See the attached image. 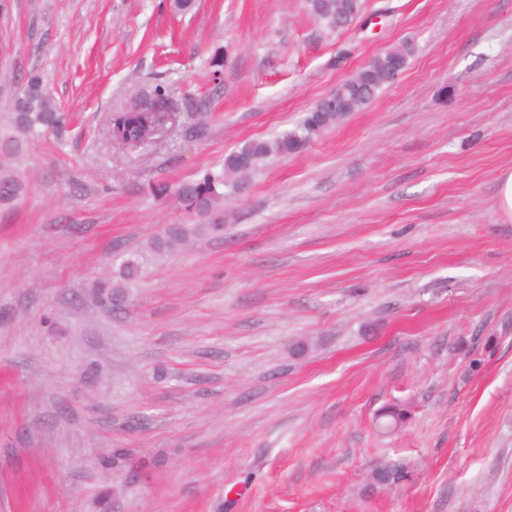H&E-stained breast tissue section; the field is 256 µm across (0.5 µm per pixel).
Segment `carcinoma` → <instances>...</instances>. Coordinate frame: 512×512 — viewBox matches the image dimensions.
Listing matches in <instances>:
<instances>
[{"label":"carcinoma","mask_w":512,"mask_h":512,"mask_svg":"<svg viewBox=\"0 0 512 512\" xmlns=\"http://www.w3.org/2000/svg\"><path fill=\"white\" fill-rule=\"evenodd\" d=\"M309 14L328 30L353 21L361 10V0H306ZM414 54L410 44H403L374 59L373 65L359 70L353 77L336 86L327 97L312 107L292 130L268 140L243 143L224 157L217 171L208 172L202 179L181 184L176 198L194 209L205 220L203 224H169L162 235L151 242V251L162 254L178 250L203 232L220 233L224 225L213 224L215 212L224 200L226 188L240 189L248 177L270 158L293 154L319 139L336 123V106L356 112L372 102L386 83L376 71L398 66L406 68ZM178 120L167 88L158 86L152 96L133 99L110 115L106 135L118 149L137 148L154 142L158 136ZM69 132L67 115L45 92L41 78L28 76L25 84L12 93L10 111L0 122V208L14 204L23 192V184L15 173V166L23 156L28 142L47 134L63 140ZM141 258L138 254L125 256L117 271L93 286L96 302L110 311H119L131 296L132 285L140 278ZM406 413L395 406L383 408L378 415L379 428L393 432L405 422ZM375 469L390 476L397 485L410 477L409 465L404 462L379 463Z\"/></svg>","instance_id":"cac0c4a2"}]
</instances>
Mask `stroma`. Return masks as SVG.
<instances>
[{"instance_id": "35a3bbf8", "label": "stroma", "mask_w": 512, "mask_h": 512, "mask_svg": "<svg viewBox=\"0 0 512 512\" xmlns=\"http://www.w3.org/2000/svg\"><path fill=\"white\" fill-rule=\"evenodd\" d=\"M404 42L375 101L225 196L223 235L150 251L198 221L157 187ZM31 72L71 132L28 144L0 209V512H96L105 487L117 512H512V0H364L333 33L304 0H0V113ZM158 85L204 134L113 148L112 110ZM116 448L141 477L102 467ZM141 270L140 255L125 256L117 271L93 286L96 302L110 311L121 310L130 298V289L140 278Z\"/></svg>"}]
</instances>
